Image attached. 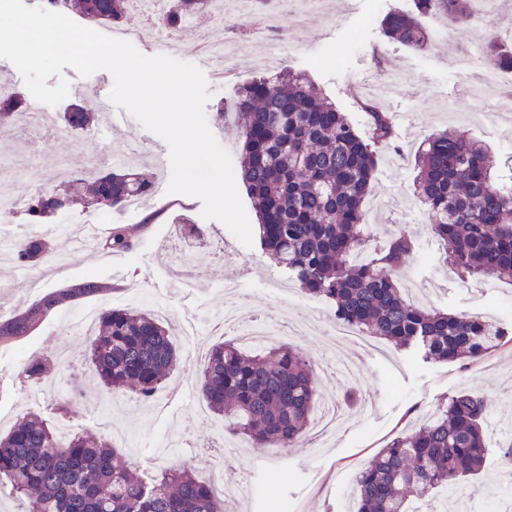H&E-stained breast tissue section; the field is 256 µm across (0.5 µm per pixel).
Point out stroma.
<instances>
[{
	"label": "stroma",
	"instance_id": "obj_1",
	"mask_svg": "<svg viewBox=\"0 0 512 512\" xmlns=\"http://www.w3.org/2000/svg\"><path fill=\"white\" fill-rule=\"evenodd\" d=\"M325 7L328 15L322 21H287L292 51L281 66H272L266 51L254 47L240 56L233 69L208 77V84L224 86L223 94H212L206 108L210 126L223 128V145L236 160L240 157V124L233 107L236 85L269 76L279 68L306 74L360 127L364 124L358 108L363 96L361 78L371 70L393 78L392 95L381 107L395 117V149L376 172L368 197L400 195L408 203L405 210L380 217L382 234L403 229L418 241V250L397 274V283L411 302L492 320L508 335V343L480 363L463 365L438 363L426 359L423 352L409 353L376 339L377 351L364 363L359 380L332 372L320 379L321 399L334 400L349 416L334 443L314 450L257 448L242 436L240 458L217 467L214 458L204 456L202 446L211 442L218 418L200 417L194 407L200 402L196 379L205 362L204 349L221 342V335L203 336V351L193 360H180L165 387L150 400L130 392L90 395L86 383L93 376L91 336L72 328L79 312L87 307L99 312L111 307L158 312L170 323L177 341L184 320L211 317L223 308L224 283L236 278L242 285L244 322L272 310L288 325L312 321L313 331L292 344L314 361L323 351L334 308L305 294L259 244L243 246L225 225L204 219L200 200L164 193L170 171L158 167L150 155L142 165L154 171L156 188L143 203L93 215L76 208L42 225V234L55 250L34 271L36 290H27L19 265L0 267V324L86 279L104 286L100 293L51 309L29 335L0 345V426L9 427L32 410L53 422L57 408L62 407L80 429L117 445L123 461L143 479H150L161 467L185 465L204 482L217 473L225 488L250 485L251 495L228 498L231 512H271L283 502L297 512H350L356 478L372 457L396 434L427 420L430 411L449 396L462 390L477 392L488 405L489 418L505 427L512 425V284L492 275L465 282L446 267L431 236L428 214L412 187L417 149L439 130L452 129L481 141L497 164L512 156V120L476 118V111H491V102L460 91L474 73L494 69L497 62L476 52L474 29L456 31L449 43L435 41L436 30L447 25L440 16L424 20L432 36L427 50L415 51L387 37L385 16L410 10L411 0H325ZM219 100L224 103L220 113L214 108ZM137 133L134 127L110 129L104 115L93 132H65L47 144L42 136L2 123L0 162L24 160L49 168L60 158L68 170L83 172L94 157L120 154L127 138ZM91 216L105 228L128 227L132 249L121 254L95 248L66 250L61 240L64 231ZM193 223L198 226L194 232L189 229ZM175 264L187 265L194 287L175 285L170 273ZM64 355L69 358L65 365L60 362ZM31 359L50 364L51 372L41 378L26 376L23 365ZM467 495L476 512H498L502 502L512 499V480L491 456L474 484L440 491L421 508L423 512H458V500Z\"/></svg>",
	"mask_w": 512,
	"mask_h": 512
}]
</instances>
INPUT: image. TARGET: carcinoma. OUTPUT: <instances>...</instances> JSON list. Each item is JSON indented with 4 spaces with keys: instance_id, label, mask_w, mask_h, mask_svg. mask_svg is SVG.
Segmentation results:
<instances>
[{
    "instance_id": "1",
    "label": "carcinoma",
    "mask_w": 512,
    "mask_h": 512,
    "mask_svg": "<svg viewBox=\"0 0 512 512\" xmlns=\"http://www.w3.org/2000/svg\"><path fill=\"white\" fill-rule=\"evenodd\" d=\"M67 9L100 25L122 21L130 0H65ZM407 13L385 20L388 37L423 51L429 37L420 22L428 14L467 26L474 0H412ZM209 7V0H167L164 22L173 29ZM486 50L512 69V47L492 41ZM243 115L240 177L261 221L260 244L308 295L335 305V316L444 363H474L500 346L495 323L478 315L448 313L407 300L393 273L415 250L407 232L392 234L383 250L356 260L364 248V202L380 162L395 141L391 115L363 102L371 136L313 83L298 75L256 79L236 89ZM26 111L23 96H0V122ZM99 108L77 105L65 121L88 132ZM416 189L444 262L460 278L493 272L512 282V177L502 179L480 143L445 129L418 155ZM154 187L153 174L126 165L88 178L71 174L62 190L41 191L19 215L42 224L81 204L122 209ZM131 231L110 228L101 249L123 253ZM51 243L33 235L15 244L14 262L37 267ZM100 290L88 281L38 303L0 325V341L26 335L47 311ZM90 359L100 383L112 393L132 388L151 399L178 362L169 327L158 316L129 308L104 311L90 340ZM316 369L298 349L283 344L270 354L235 343L214 345L197 381L224 427L260 447L298 442L319 406ZM487 405L462 391L439 406L417 430L400 432L379 451L357 480L354 512H410L413 498L427 497L477 474L492 451L485 432ZM26 512H226L224 496L189 470L169 468L147 484L119 460L116 446L84 431L66 435L39 414L19 417L0 433V488Z\"/></svg>"
}]
</instances>
